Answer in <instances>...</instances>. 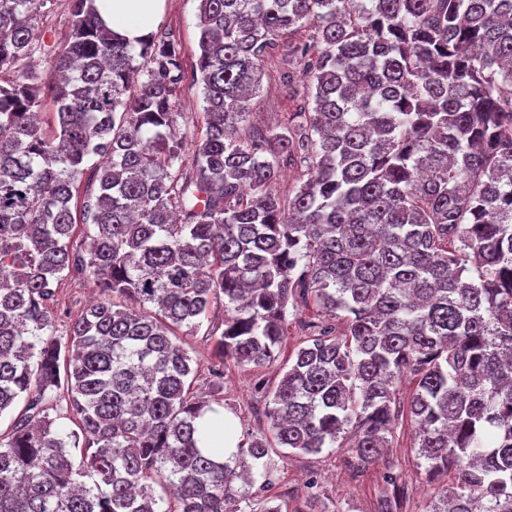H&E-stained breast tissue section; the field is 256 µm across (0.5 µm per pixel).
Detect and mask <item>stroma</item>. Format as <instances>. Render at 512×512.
<instances>
[{
	"label": "stroma",
	"mask_w": 512,
	"mask_h": 512,
	"mask_svg": "<svg viewBox=\"0 0 512 512\" xmlns=\"http://www.w3.org/2000/svg\"><path fill=\"white\" fill-rule=\"evenodd\" d=\"M199 0H167L166 10L157 24L158 30L169 32L179 44L185 73L183 83L173 99L177 123L188 139L203 136V102L201 89L194 85L192 74L198 60L197 27ZM71 0H48L45 8L34 21L38 46L30 62L36 70H43L48 50L59 48L64 42L71 21ZM302 88L288 90L285 66L281 56L272 57L266 64L259 94L252 101L248 124L263 128L283 122L301 103ZM95 289L90 281L78 278L65 280L57 293L53 309L57 334H65L73 317L85 307ZM317 311L311 305L301 304L288 317L282 338L281 361L259 368H242L230 361H223L214 349V338L223 330L224 307L212 305L199 319L193 334L185 336L190 349L200 363L201 378L194 392L207 395V381L213 371L224 373V414L235 424L238 440H246L267 427V408L255 390L256 382L274 387L279 382L282 360L301 346L303 326L313 321ZM414 431L407 416H400L391 446L367 468L350 467L343 451L323 449L318 454L285 455L283 449L274 447L269 457L274 465L271 484L266 496L256 497L252 507L261 512L266 500L280 505L281 512H372L378 494L387 486L388 475L398 477L403 493L404 512H426L441 484L429 480L411 449Z\"/></svg>",
	"instance_id": "obj_1"
}]
</instances>
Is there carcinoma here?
I'll return each mask as SVG.
<instances>
[{
	"instance_id": "1",
	"label": "carcinoma",
	"mask_w": 512,
	"mask_h": 512,
	"mask_svg": "<svg viewBox=\"0 0 512 512\" xmlns=\"http://www.w3.org/2000/svg\"><path fill=\"white\" fill-rule=\"evenodd\" d=\"M44 2L0 0V416L24 400L0 433V512H246L255 473L230 461L267 465L273 439L370 465L407 376L415 457L455 473L428 512H512V0H199L189 165L165 32L131 41L73 0L46 71L1 77L32 53ZM307 24L313 43L288 48L299 111L244 130L267 60ZM296 163L306 180L281 196ZM65 273L101 299L61 337ZM310 299L342 328L307 324L278 384L256 386L271 435L221 460L176 331L222 301L216 350L261 368ZM62 406L78 430L55 427ZM387 484L374 512H402Z\"/></svg>"
}]
</instances>
